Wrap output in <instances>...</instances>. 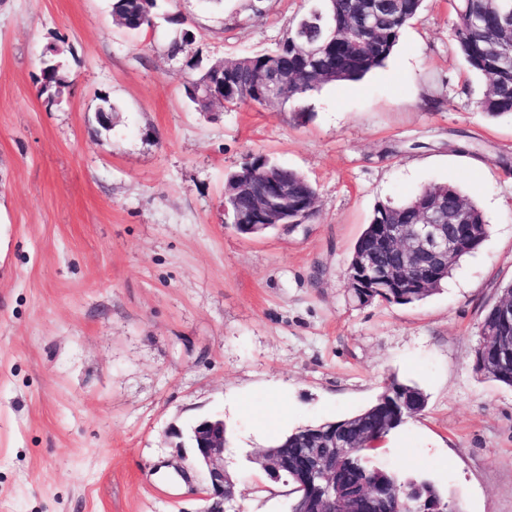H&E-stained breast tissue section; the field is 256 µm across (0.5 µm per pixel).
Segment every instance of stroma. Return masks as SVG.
<instances>
[{
	"mask_svg": "<svg viewBox=\"0 0 512 512\" xmlns=\"http://www.w3.org/2000/svg\"><path fill=\"white\" fill-rule=\"evenodd\" d=\"M311 4L158 0L134 32L112 0H0V512H204L177 436L209 417L235 483L225 512H288L257 452L394 377L427 406L374 463L461 512H512V388L474 362L512 285V120L477 109L487 80L453 47L448 0H425L361 80L212 114L183 96L215 60L275 48ZM49 47L70 81L52 106L36 82ZM258 155L314 185L305 224L234 228L225 178ZM434 184L482 210L481 249L420 302L358 305L345 269L374 207Z\"/></svg>",
	"mask_w": 512,
	"mask_h": 512,
	"instance_id": "1",
	"label": "stroma"
}]
</instances>
